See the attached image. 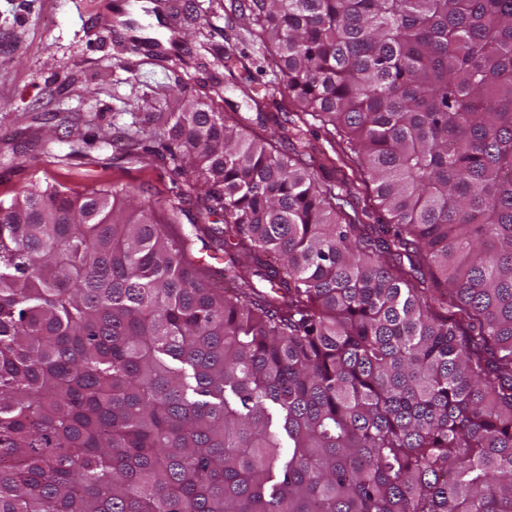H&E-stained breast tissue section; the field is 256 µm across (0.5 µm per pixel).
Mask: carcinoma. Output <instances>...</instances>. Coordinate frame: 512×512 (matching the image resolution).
I'll use <instances>...</instances> for the list:
<instances>
[{"label": "carcinoma", "mask_w": 512, "mask_h": 512, "mask_svg": "<svg viewBox=\"0 0 512 512\" xmlns=\"http://www.w3.org/2000/svg\"><path fill=\"white\" fill-rule=\"evenodd\" d=\"M233 2L354 180L248 92L129 136L162 219L0 199V512H512V0Z\"/></svg>", "instance_id": "cac0c4a2"}]
</instances>
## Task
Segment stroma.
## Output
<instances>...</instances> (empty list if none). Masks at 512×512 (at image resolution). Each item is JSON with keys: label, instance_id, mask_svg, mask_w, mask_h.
Listing matches in <instances>:
<instances>
[{"label": "stroma", "instance_id": "stroma-1", "mask_svg": "<svg viewBox=\"0 0 512 512\" xmlns=\"http://www.w3.org/2000/svg\"><path fill=\"white\" fill-rule=\"evenodd\" d=\"M182 2L197 19L184 62L134 51L115 0H0V199L32 184H114L142 204L167 207L177 191L170 170L149 156L114 159L112 139L186 100L239 105L245 87L276 95L264 48L241 42L231 25V0ZM129 18L141 36L165 42L172 34L155 0H132ZM228 53L241 58L230 72ZM77 139L85 147L73 156Z\"/></svg>", "mask_w": 512, "mask_h": 512}]
</instances>
